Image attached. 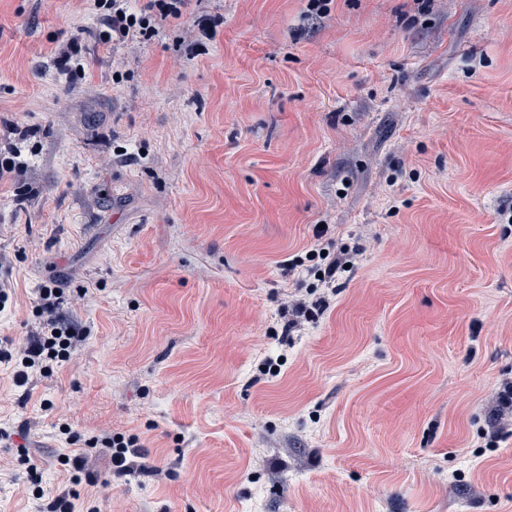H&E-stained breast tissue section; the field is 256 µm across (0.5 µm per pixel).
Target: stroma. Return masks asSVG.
<instances>
[{
  "mask_svg": "<svg viewBox=\"0 0 512 512\" xmlns=\"http://www.w3.org/2000/svg\"><path fill=\"white\" fill-rule=\"evenodd\" d=\"M307 4L112 45L91 0H0V340L50 282L86 332L24 386L0 363V512H512V0ZM316 224L330 286L281 270ZM118 433L133 473L72 482Z\"/></svg>",
  "mask_w": 512,
  "mask_h": 512,
  "instance_id": "35a3bbf8",
  "label": "stroma"
}]
</instances>
